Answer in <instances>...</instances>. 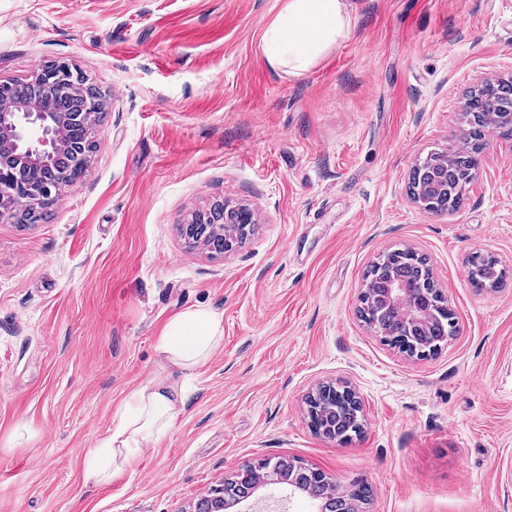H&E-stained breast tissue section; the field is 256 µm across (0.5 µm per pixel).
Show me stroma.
Masks as SVG:
<instances>
[{"label": "stroma", "mask_w": 512, "mask_h": 512, "mask_svg": "<svg viewBox=\"0 0 512 512\" xmlns=\"http://www.w3.org/2000/svg\"><path fill=\"white\" fill-rule=\"evenodd\" d=\"M285 0H0V81L74 64L105 96L84 177L49 218L0 223V512H192L247 462L288 457L367 512H512V135L495 131L453 213L408 194L417 159L466 146L459 111L512 75V0H348L350 35L300 76L262 36ZM254 208L233 252L179 227ZM428 258L457 332L408 359L358 315L388 250ZM507 284L478 291L467 258ZM222 318L194 371L157 340ZM191 388L135 470L85 477L90 448L154 378ZM351 385L363 429L316 435L305 397ZM500 262L491 256L475 253L471 256L469 279L473 288H501L505 275Z\"/></svg>", "instance_id": "stroma-1"}]
</instances>
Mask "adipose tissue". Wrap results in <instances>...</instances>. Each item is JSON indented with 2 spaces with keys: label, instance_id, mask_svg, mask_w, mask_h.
Segmentation results:
<instances>
[{
  "label": "adipose tissue",
  "instance_id": "1",
  "mask_svg": "<svg viewBox=\"0 0 512 512\" xmlns=\"http://www.w3.org/2000/svg\"><path fill=\"white\" fill-rule=\"evenodd\" d=\"M350 33L346 0H287L263 36V53L272 70L300 76L311 70ZM222 320L196 307L174 317L158 339L157 350L186 369L204 364L222 340ZM188 387L157 380L134 392L118 420L97 440L86 458L85 474L108 483L135 465L144 442L159 439L183 410Z\"/></svg>",
  "mask_w": 512,
  "mask_h": 512
}]
</instances>
